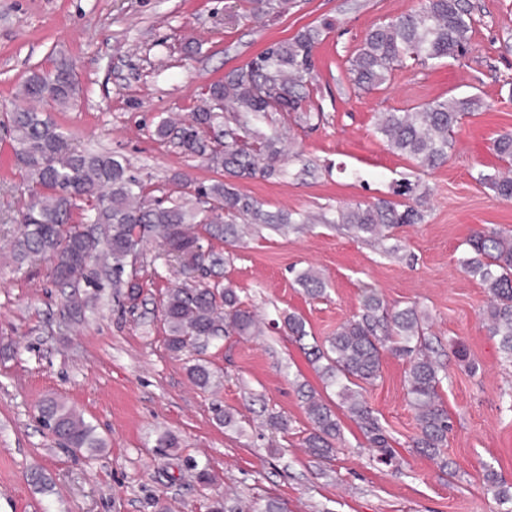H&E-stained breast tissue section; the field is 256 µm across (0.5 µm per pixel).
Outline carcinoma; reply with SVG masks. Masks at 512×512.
I'll list each match as a JSON object with an SVG mask.
<instances>
[{
	"label": "carcinoma",
	"instance_id": "cac0c4a2",
	"mask_svg": "<svg viewBox=\"0 0 512 512\" xmlns=\"http://www.w3.org/2000/svg\"><path fill=\"white\" fill-rule=\"evenodd\" d=\"M248 3L249 15L260 17L287 12L290 0ZM473 29L474 19L464 0H422L417 10L366 34L350 60L353 84L370 90L383 85L394 68L408 60L426 67L460 57L467 51ZM320 37L319 29L307 27L289 42L269 44L247 64L225 74L223 81L206 87L187 120H159L158 138L176 141L184 155L202 159L226 177L205 184L176 174L172 178L178 189L175 198L151 196L144 178L120 155L76 149L52 120L49 111L72 107L78 100L72 63L59 59L51 69L32 71L20 82L17 104L8 117L14 155L28 182V198L12 243L15 261L46 259L54 285L74 289L66 298L65 312L77 318L83 304L74 300L75 289L101 287L100 268L112 276L115 296L135 306L142 293L136 262L144 258L145 245L156 241L165 257L176 260L189 278L184 285L167 290L162 301L169 351L193 348L201 354L224 336L261 335L256 314L244 306L237 290L209 280L227 259L205 246L203 236L236 243L248 224L280 229L310 222L305 214L264 210L236 181L258 173L268 178L283 174L286 136L262 132L256 126L258 117L293 112L300 123L313 126L315 115L304 109V103L314 78V50ZM482 105L477 95L435 99L405 112L384 113L377 130L392 151L431 170L448 161L455 128ZM493 150L501 167L481 175V181L498 198L511 202L512 132L499 135ZM422 220L418 206L400 210L387 200L336 210V223L357 238L382 242L387 254L398 250L386 244L394 225ZM467 245L461 266L485 288L487 330L497 340L501 358L511 363L512 233L479 230ZM299 282L311 297L325 291V281L312 270L302 272ZM425 319L416 305L391 308L371 290L363 296L358 313L325 344L312 346L309 356L324 383L335 388L339 405L358 423L369 446L378 452V460L386 465L396 461V452L360 388L380 377L385 352L407 358V397L418 421L411 447L453 475L456 464L445 455L453 421L439 395L447 372L426 336ZM284 326L298 340L308 335L306 322L298 314L284 317ZM189 377L201 389L214 384V373L202 358L189 368ZM298 394L309 423L304 447L314 459L330 461L342 442L339 419L314 390L301 385ZM39 418L70 452L94 454L107 447L93 425L56 397L43 400ZM484 483L500 505L512 504V486L489 466L484 469ZM209 512L254 510L242 498L226 495L213 500Z\"/></svg>",
	"mask_w": 512,
	"mask_h": 512
}]
</instances>
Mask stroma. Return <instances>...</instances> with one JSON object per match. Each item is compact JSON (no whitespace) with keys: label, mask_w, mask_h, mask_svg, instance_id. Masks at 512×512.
I'll list each match as a JSON object with an SVG mask.
<instances>
[{"label":"stroma","mask_w":512,"mask_h":512,"mask_svg":"<svg viewBox=\"0 0 512 512\" xmlns=\"http://www.w3.org/2000/svg\"><path fill=\"white\" fill-rule=\"evenodd\" d=\"M476 20L465 56L430 67L404 64L370 91L355 89L349 60L375 25L418 8L419 0H294L288 12L246 18L245 0H0V119L16 87L55 59L73 61L80 86L74 107L53 113L73 145L124 155L150 174L149 189L172 191L173 173L209 181L216 174L159 141L155 126L189 115L200 92L223 80L274 41L323 26L315 50L308 107L315 128L280 112L262 118L266 132L287 131L298 157L286 174L239 181L264 209L324 214L326 223L280 233L255 225L243 242H215L229 255L224 279L265 321L263 335L224 337L205 356L218 385H192L194 352L168 351L160 303L180 286L178 266L145 265L136 308L99 289L75 322L62 313L60 291L42 261L16 264L11 242L27 196L11 142L0 129V512H207L234 489L256 508L282 512H501L483 481L491 466L512 485V364L487 331L486 292L462 271L467 239L481 228L512 230V202L480 182L500 163L494 139L512 130V0H469ZM477 93L486 105L456 128L448 162L421 171L392 151L377 131L381 113ZM417 184L425 219L390 234L397 253L334 224L337 208L397 200L401 182ZM321 273L323 297H308L299 273ZM391 306L416 304L448 372L440 391L454 422L447 455L455 475L416 453L414 409L406 396L407 362L385 354L382 374L363 394L392 437L399 462L380 464L359 427L343 419L335 458L318 462L302 440L308 421L297 393L306 383L330 405L338 400L304 352L359 310L367 289ZM296 313L309 333L296 342L276 321ZM50 396L62 398L108 442L98 456L65 453L38 421ZM234 426L216 422L215 406ZM286 417L285 430L266 423ZM178 437L176 455L158 438ZM205 465L200 483L188 461ZM41 473L46 486L35 485Z\"/></svg>","instance_id":"1"}]
</instances>
